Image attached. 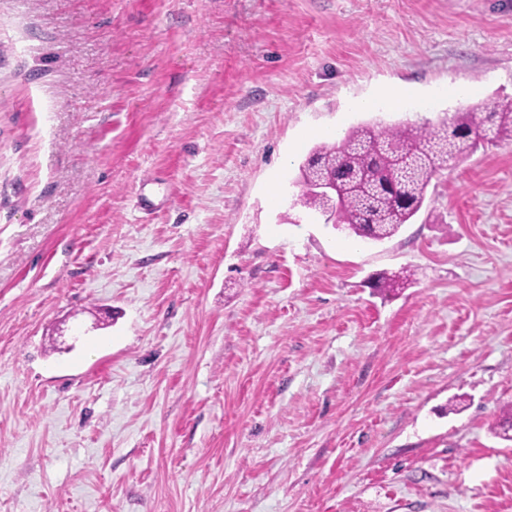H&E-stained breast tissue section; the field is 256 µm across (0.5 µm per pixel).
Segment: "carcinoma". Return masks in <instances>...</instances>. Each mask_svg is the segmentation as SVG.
I'll return each instance as SVG.
<instances>
[{"mask_svg":"<svg viewBox=\"0 0 512 512\" xmlns=\"http://www.w3.org/2000/svg\"><path fill=\"white\" fill-rule=\"evenodd\" d=\"M512 138V98L489 109L474 106L433 126L352 128L338 143L315 146L300 168L297 201L324 213L331 201L312 189L320 177L339 182L368 173L369 193L338 202L341 229L381 241L394 236L421 210L434 176L469 157L484 141Z\"/></svg>","mask_w":512,"mask_h":512,"instance_id":"cac0c4a2","label":"carcinoma"}]
</instances>
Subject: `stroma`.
I'll return each instance as SVG.
<instances>
[{
	"mask_svg": "<svg viewBox=\"0 0 512 512\" xmlns=\"http://www.w3.org/2000/svg\"><path fill=\"white\" fill-rule=\"evenodd\" d=\"M511 96L512 0H0V512H512V140L381 242L281 203Z\"/></svg>",
	"mask_w": 512,
	"mask_h": 512,
	"instance_id": "1",
	"label": "stroma"
}]
</instances>
